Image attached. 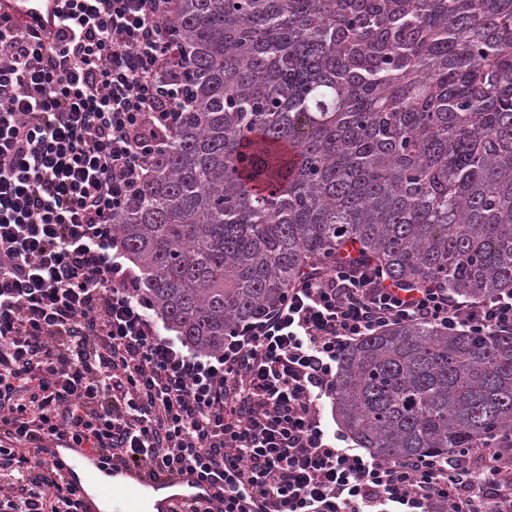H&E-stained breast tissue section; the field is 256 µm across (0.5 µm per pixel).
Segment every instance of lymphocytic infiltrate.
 I'll list each match as a JSON object with an SVG mask.
<instances>
[{
  "label": "lymphocytic infiltrate",
  "mask_w": 512,
  "mask_h": 512,
  "mask_svg": "<svg viewBox=\"0 0 512 512\" xmlns=\"http://www.w3.org/2000/svg\"><path fill=\"white\" fill-rule=\"evenodd\" d=\"M45 40L0 16V512H83L51 442L214 477L222 512H512V448L382 460L330 430L345 351L394 323L512 331L344 255L202 352L164 336L114 224L192 106L174 0H63Z\"/></svg>",
  "instance_id": "lymphocytic-infiltrate-1"
}]
</instances>
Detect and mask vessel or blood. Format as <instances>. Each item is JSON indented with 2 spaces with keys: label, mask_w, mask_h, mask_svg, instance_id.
Returning <instances> with one entry per match:
<instances>
[{
  "label": "vessel or blood",
  "mask_w": 512,
  "mask_h": 512,
  "mask_svg": "<svg viewBox=\"0 0 512 512\" xmlns=\"http://www.w3.org/2000/svg\"><path fill=\"white\" fill-rule=\"evenodd\" d=\"M62 6L63 0H0V15L23 24L38 21L41 31L52 37L58 31L57 18ZM41 456L78 489L99 472L127 476L129 483L122 493L127 512H140V492L145 488L163 492V499L157 503L158 512H185L191 505L203 508L204 512H216L218 508L216 482L192 470L169 474L117 457L105 461L87 449L70 448L62 442L49 444L42 449Z\"/></svg>",
  "instance_id": "vessel-or-blood-1"
}]
</instances>
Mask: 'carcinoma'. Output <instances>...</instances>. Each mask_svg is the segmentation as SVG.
Listing matches in <instances>:
<instances>
[{
    "instance_id": "cac0c4a2",
    "label": "carcinoma",
    "mask_w": 512,
    "mask_h": 512,
    "mask_svg": "<svg viewBox=\"0 0 512 512\" xmlns=\"http://www.w3.org/2000/svg\"><path fill=\"white\" fill-rule=\"evenodd\" d=\"M195 106L115 219L153 312L212 351L310 267L512 291V0H176ZM336 416L382 459L512 434V332L406 323L344 355Z\"/></svg>"
}]
</instances>
